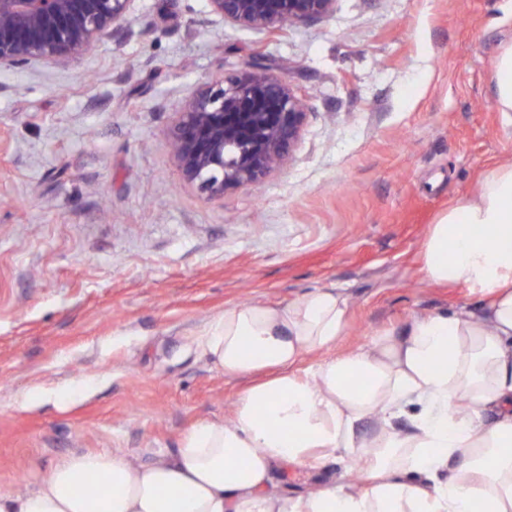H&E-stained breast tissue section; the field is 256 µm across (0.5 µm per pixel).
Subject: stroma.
Listing matches in <instances>:
<instances>
[{
    "instance_id": "stroma-1",
    "label": "stroma",
    "mask_w": 512,
    "mask_h": 512,
    "mask_svg": "<svg viewBox=\"0 0 512 512\" xmlns=\"http://www.w3.org/2000/svg\"><path fill=\"white\" fill-rule=\"evenodd\" d=\"M131 30L0 70V492L76 452L148 465L230 422L244 384L199 345L226 306L346 289L343 353L481 304L427 282L420 255L436 216L512 159L493 84L512 0H337L270 32L204 0H135ZM255 48L309 120L280 170L213 198L183 182L170 127L187 88Z\"/></svg>"
}]
</instances>
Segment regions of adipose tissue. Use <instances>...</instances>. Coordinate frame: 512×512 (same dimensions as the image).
<instances>
[{
	"instance_id": "adipose-tissue-1",
	"label": "adipose tissue",
	"mask_w": 512,
	"mask_h": 512,
	"mask_svg": "<svg viewBox=\"0 0 512 512\" xmlns=\"http://www.w3.org/2000/svg\"><path fill=\"white\" fill-rule=\"evenodd\" d=\"M421 273L482 296V311L419 314L337 355L342 289L227 306L201 346L225 376L248 381L230 423L194 426L176 455L149 466L71 454L36 489L0 493V512H473L483 502L512 512V162L430 225ZM402 419L408 430H397ZM356 459L357 483L291 496L274 480L285 465L317 473Z\"/></svg>"
}]
</instances>
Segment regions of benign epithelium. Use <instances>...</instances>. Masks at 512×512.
Segmentation results:
<instances>
[{
  "mask_svg": "<svg viewBox=\"0 0 512 512\" xmlns=\"http://www.w3.org/2000/svg\"><path fill=\"white\" fill-rule=\"evenodd\" d=\"M134 0H0V69L75 61L129 31ZM222 22L258 32L313 23L336 0H205ZM309 112L285 75L257 54L194 90L176 113L169 147L183 181L210 197L262 183L298 146Z\"/></svg>",
  "mask_w": 512,
  "mask_h": 512,
  "instance_id": "obj_1",
  "label": "benign epithelium"
}]
</instances>
